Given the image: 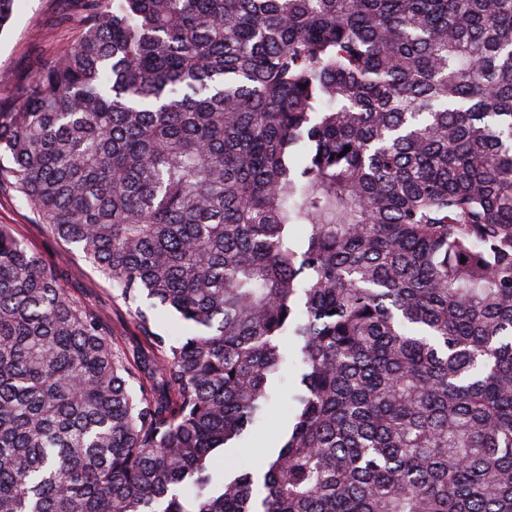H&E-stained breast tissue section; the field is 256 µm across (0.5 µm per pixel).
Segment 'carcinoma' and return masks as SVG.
Masks as SVG:
<instances>
[{
    "instance_id": "obj_1",
    "label": "carcinoma",
    "mask_w": 512,
    "mask_h": 512,
    "mask_svg": "<svg viewBox=\"0 0 512 512\" xmlns=\"http://www.w3.org/2000/svg\"><path fill=\"white\" fill-rule=\"evenodd\" d=\"M60 2L0 188L136 336L0 224V512H512V0ZM0 224H10L74 296L91 304L107 319L114 336L129 342L135 328L126 307L112 298L110 283L81 257L77 248L50 237L37 223L36 215L7 189L0 191ZM283 347L287 362L280 377L271 381V402L266 417L258 422L251 435L236 448H229L218 463L230 474L254 472L264 463L271 449L280 445V435L291 421L293 401L299 385V366L295 363V345L291 338H284Z\"/></svg>"
}]
</instances>
